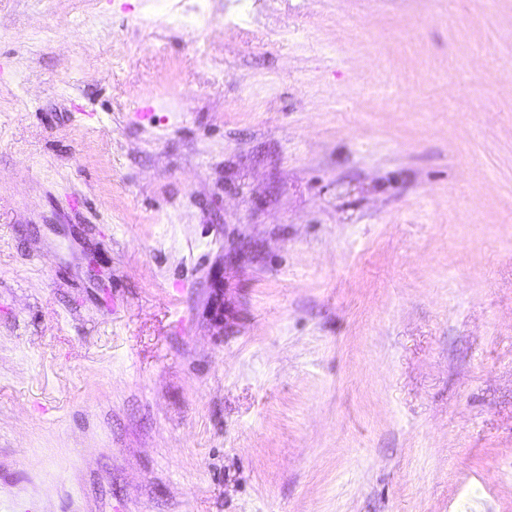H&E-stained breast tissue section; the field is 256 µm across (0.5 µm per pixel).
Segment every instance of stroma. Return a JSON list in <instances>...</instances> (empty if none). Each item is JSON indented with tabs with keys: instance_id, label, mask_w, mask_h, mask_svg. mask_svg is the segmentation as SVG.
I'll list each match as a JSON object with an SVG mask.
<instances>
[{
	"instance_id": "obj_1",
	"label": "stroma",
	"mask_w": 512,
	"mask_h": 512,
	"mask_svg": "<svg viewBox=\"0 0 512 512\" xmlns=\"http://www.w3.org/2000/svg\"><path fill=\"white\" fill-rule=\"evenodd\" d=\"M0 512H512V0H0Z\"/></svg>"
}]
</instances>
